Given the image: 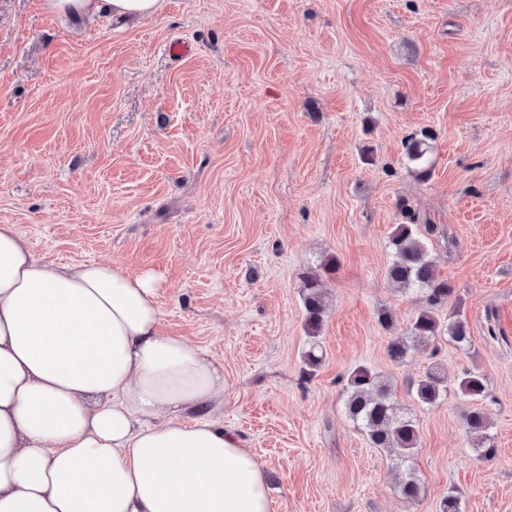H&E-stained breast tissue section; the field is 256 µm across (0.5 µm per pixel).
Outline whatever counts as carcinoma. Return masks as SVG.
I'll return each instance as SVG.
<instances>
[{
  "label": "carcinoma",
  "instance_id": "obj_1",
  "mask_svg": "<svg viewBox=\"0 0 512 512\" xmlns=\"http://www.w3.org/2000/svg\"><path fill=\"white\" fill-rule=\"evenodd\" d=\"M432 141L433 135L422 131L404 142L407 161L421 178L426 177L432 168L429 159ZM399 209L405 222L396 225L389 237L388 246L393 260L387 268V280L399 289L423 292L427 307L412 316L403 335L391 341L387 349L388 357L392 362L401 364L411 351L426 347L445 336L465 351L471 339L468 323L458 314L450 313L447 319L441 320L433 312L434 308L448 302L454 288L436 275L428 244L418 228L420 221L417 212L405 201L399 204ZM302 301L304 326L307 335L312 338L302 358L303 363L314 370L323 360L317 337L328 306L319 276L312 275L305 279ZM448 389V371L437 363L429 365L420 378L410 385L414 400L424 406L439 404L448 396ZM454 390L476 404L465 417L467 433L478 446L491 452L489 416L479 407L487 391L484 375L476 369H465L454 379ZM344 408L372 447L385 449L393 456L401 496L408 501L418 499L419 480L408 462L420 445V433L411 414L393 399L389 383L365 366L353 368L346 378Z\"/></svg>",
  "mask_w": 512,
  "mask_h": 512
}]
</instances>
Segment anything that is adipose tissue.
<instances>
[{"instance_id":"1","label":"adipose tissue","mask_w":512,"mask_h":512,"mask_svg":"<svg viewBox=\"0 0 512 512\" xmlns=\"http://www.w3.org/2000/svg\"><path fill=\"white\" fill-rule=\"evenodd\" d=\"M50 6L149 15L160 2ZM160 287L148 270L46 265L0 224V512H269L260 461L196 416L223 400L224 375L161 333Z\"/></svg>"}]
</instances>
